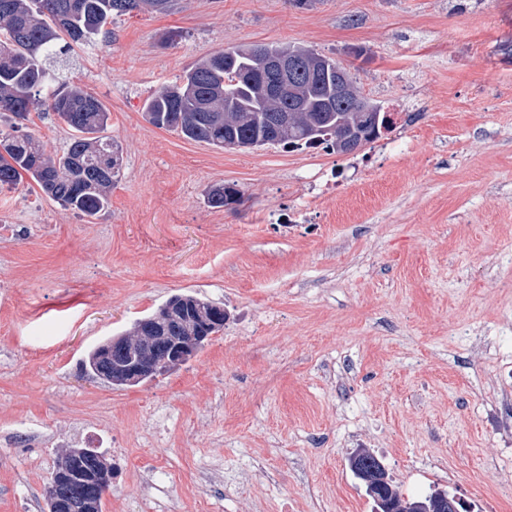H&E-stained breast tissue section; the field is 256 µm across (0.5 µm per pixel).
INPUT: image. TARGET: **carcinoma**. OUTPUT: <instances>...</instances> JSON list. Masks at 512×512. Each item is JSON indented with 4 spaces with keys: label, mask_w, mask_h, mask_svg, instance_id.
Wrapping results in <instances>:
<instances>
[{
    "label": "carcinoma",
    "mask_w": 512,
    "mask_h": 512,
    "mask_svg": "<svg viewBox=\"0 0 512 512\" xmlns=\"http://www.w3.org/2000/svg\"><path fill=\"white\" fill-rule=\"evenodd\" d=\"M145 6L168 12L173 0H0V120L17 129L29 120L33 108L47 107L73 131L68 148L58 155L32 134L15 136L0 130V193L18 189L29 178L46 196L79 216L95 218L108 211L112 185L121 170L119 148L104 135L109 111L95 95L55 82L44 61L61 50V40L87 43L108 33L112 18ZM325 61L333 71L330 81L321 78L299 91L306 80L290 76L288 83L296 90L285 88L273 97L260 86L264 59L258 47L227 48L149 96L144 115L158 128L177 130L187 139L220 149L225 140L236 139L254 148L322 146L334 152L341 125L363 122L366 114L357 111L360 100L336 93V60ZM393 127L391 113L374 112L365 141L370 143ZM240 199L239 190L225 185L208 192L207 203L220 209ZM175 299L194 312L214 309V304L192 294H177ZM107 344L105 340L88 353L83 369L120 386L122 382L112 377V359L101 357ZM101 468L97 452H63L49 479L63 493L57 512H67V474L73 471L88 475L81 495L101 508L94 481Z\"/></svg>",
    "instance_id": "1"
}]
</instances>
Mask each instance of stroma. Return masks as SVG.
I'll list each match as a JSON object with an SVG mask.
<instances>
[{
	"mask_svg": "<svg viewBox=\"0 0 512 512\" xmlns=\"http://www.w3.org/2000/svg\"><path fill=\"white\" fill-rule=\"evenodd\" d=\"M110 31L55 64L110 113V209L0 193L17 229L0 236V512H47L82 437L117 472L102 512H372L360 448L406 497L480 504L512 475V0H177ZM271 44L340 61L401 120L342 155L222 150L145 119L196 63ZM27 129L54 153L72 137L53 112ZM221 184L242 204L210 208ZM185 292L229 314L188 362L128 387L82 372Z\"/></svg>",
	"mask_w": 512,
	"mask_h": 512,
	"instance_id": "35a3bbf8",
	"label": "stroma"
}]
</instances>
